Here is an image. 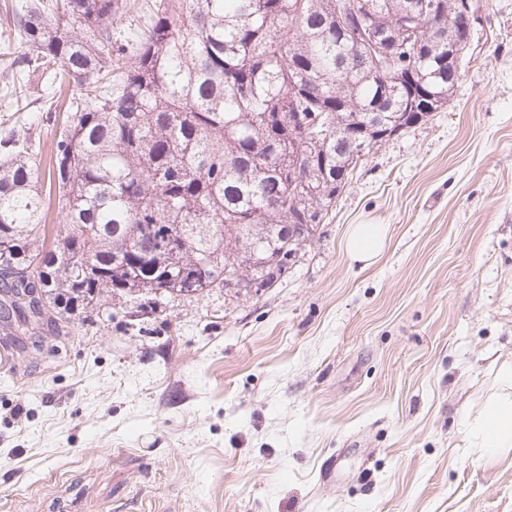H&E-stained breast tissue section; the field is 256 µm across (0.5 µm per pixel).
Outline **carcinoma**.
Returning <instances> with one entry per match:
<instances>
[{"mask_svg":"<svg viewBox=\"0 0 512 512\" xmlns=\"http://www.w3.org/2000/svg\"><path fill=\"white\" fill-rule=\"evenodd\" d=\"M422 2L414 23L407 0H363L346 37L336 0H149L136 27L123 0H29L6 15L0 95L24 112L33 75L77 88L48 170L20 130L0 127V293L13 314L53 322L114 292L189 296L224 287L234 265L273 282L263 259L302 247L278 225L325 223L350 155L411 128L421 93L439 111L455 92L438 65L448 45L417 47L412 32L457 39L464 0ZM378 32L405 74L383 103ZM310 83L322 97L305 95ZM290 112L322 116L326 135L288 124ZM32 265L49 273L42 305L27 299Z\"/></svg>","mask_w":512,"mask_h":512,"instance_id":"carcinoma-1","label":"carcinoma"}]
</instances>
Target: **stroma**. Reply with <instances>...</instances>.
I'll use <instances>...</instances> for the list:
<instances>
[{"label": "stroma", "instance_id": "stroma-1", "mask_svg": "<svg viewBox=\"0 0 512 512\" xmlns=\"http://www.w3.org/2000/svg\"><path fill=\"white\" fill-rule=\"evenodd\" d=\"M447 106L353 173L260 292L113 295L0 329V512H512L475 422L512 367V0ZM0 112L49 153L59 112ZM353 224L389 244L363 268Z\"/></svg>", "mask_w": 512, "mask_h": 512}]
</instances>
